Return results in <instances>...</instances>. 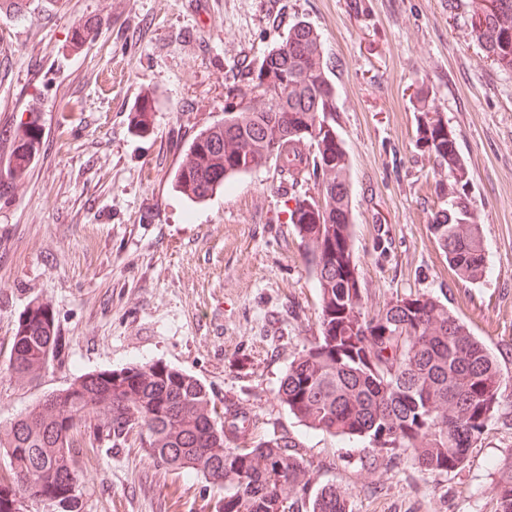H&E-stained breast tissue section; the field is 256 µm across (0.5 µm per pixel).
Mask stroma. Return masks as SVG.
<instances>
[{
	"label": "stroma",
	"instance_id": "1",
	"mask_svg": "<svg viewBox=\"0 0 512 512\" xmlns=\"http://www.w3.org/2000/svg\"><path fill=\"white\" fill-rule=\"evenodd\" d=\"M475 2L30 0L19 20L0 9V423L82 373L163 362L204 383L216 410L294 436L311 486L341 487L351 512H497L512 391L465 466L443 474L308 429L279 402L289 362L317 334L320 294L289 220L308 184L272 161L201 203L172 184L194 136L223 121L226 86L250 90L262 53L311 23L336 87L367 309L438 298L512 382V70L473 29ZM422 85L456 138L488 250L470 287L428 230L439 202L436 163L415 145ZM36 297L66 346L22 383L5 365ZM79 445L83 512H214L204 480L158 466L137 436Z\"/></svg>",
	"mask_w": 512,
	"mask_h": 512
}]
</instances>
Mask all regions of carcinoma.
<instances>
[{"instance_id": "obj_1", "label": "carcinoma", "mask_w": 512, "mask_h": 512, "mask_svg": "<svg viewBox=\"0 0 512 512\" xmlns=\"http://www.w3.org/2000/svg\"><path fill=\"white\" fill-rule=\"evenodd\" d=\"M475 28L488 52L512 69V0H481ZM269 70L257 94L226 87L224 118L200 130L174 174L175 185L203 201L232 177L268 160L293 184L313 181L294 197L290 223L319 288L318 336L288 364L278 396L306 427L331 436L367 437L378 451L413 455L429 473L461 467L499 405L497 362L470 326L440 300L409 295L377 311L365 306L352 248L349 157L336 132V88L327 74L322 39L298 21L263 55ZM429 89L415 93L416 143L434 157L440 201L430 234L465 285L487 271L481 225L469 209L456 141L439 113L427 108ZM250 112H241L242 103ZM62 348L49 306L31 304L13 336L7 373L34 378ZM106 434L112 447L136 434L153 462L201 478L216 512H350L333 486L309 487L288 432L261 433L217 415L197 378L161 363L87 372L66 389L0 424V512H82L78 433ZM499 512H512V471L498 487Z\"/></svg>"}]
</instances>
